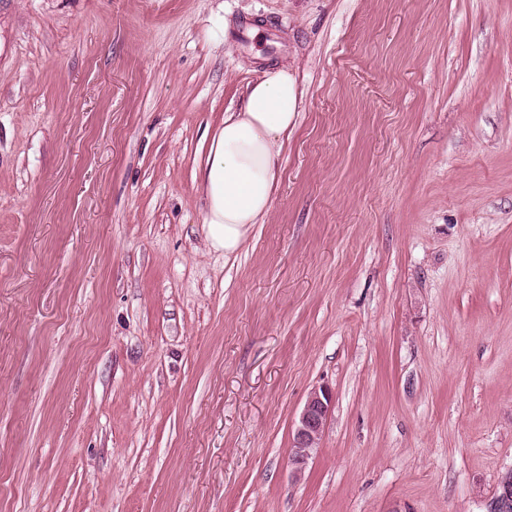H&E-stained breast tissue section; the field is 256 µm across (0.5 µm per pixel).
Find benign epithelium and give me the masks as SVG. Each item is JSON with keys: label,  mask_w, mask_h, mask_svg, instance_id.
I'll use <instances>...</instances> for the list:
<instances>
[{"label": "benign epithelium", "mask_w": 512, "mask_h": 512, "mask_svg": "<svg viewBox=\"0 0 512 512\" xmlns=\"http://www.w3.org/2000/svg\"><path fill=\"white\" fill-rule=\"evenodd\" d=\"M333 406V394L327 387L312 390L299 413L292 433L288 458L296 475L301 474L313 452L319 447ZM490 512H512V476L504 475L490 505Z\"/></svg>", "instance_id": "obj_1"}]
</instances>
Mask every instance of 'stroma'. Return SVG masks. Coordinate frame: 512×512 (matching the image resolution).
<instances>
[{"label":"stroma","instance_id":"stroma-1","mask_svg":"<svg viewBox=\"0 0 512 512\" xmlns=\"http://www.w3.org/2000/svg\"><path fill=\"white\" fill-rule=\"evenodd\" d=\"M277 64L227 257L194 173ZM511 468L512 0H0V512H488ZM299 106L294 75L277 65L246 84L242 106L216 127L195 181L205 199L207 241L224 256L236 254L251 225L267 216ZM332 406L333 394L328 387L321 386L309 393L295 421L288 451L294 474L301 475L319 447Z\"/></svg>","mask_w":512,"mask_h":512}]
</instances>
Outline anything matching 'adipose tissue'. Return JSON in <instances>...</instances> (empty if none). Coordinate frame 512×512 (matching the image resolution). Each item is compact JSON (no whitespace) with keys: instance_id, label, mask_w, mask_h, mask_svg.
I'll use <instances>...</instances> for the list:
<instances>
[{"instance_id":"ef3b65f1","label":"adipose tissue","mask_w":512,"mask_h":512,"mask_svg":"<svg viewBox=\"0 0 512 512\" xmlns=\"http://www.w3.org/2000/svg\"><path fill=\"white\" fill-rule=\"evenodd\" d=\"M299 106L294 75L288 66L277 65L246 84L242 106L225 113L216 127L195 173L205 199L203 224L212 248L236 254L251 225L267 216L282 148Z\"/></svg>"}]
</instances>
